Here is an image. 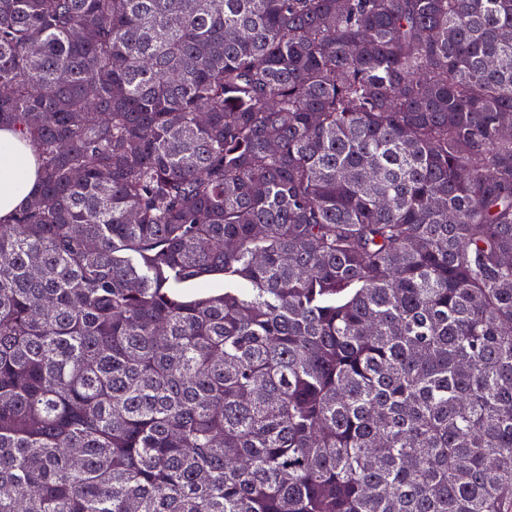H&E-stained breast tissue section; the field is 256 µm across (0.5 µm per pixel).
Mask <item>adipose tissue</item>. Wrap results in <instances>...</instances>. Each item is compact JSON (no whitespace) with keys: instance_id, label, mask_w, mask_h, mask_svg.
<instances>
[{"instance_id":"obj_1","label":"adipose tissue","mask_w":512,"mask_h":512,"mask_svg":"<svg viewBox=\"0 0 512 512\" xmlns=\"http://www.w3.org/2000/svg\"><path fill=\"white\" fill-rule=\"evenodd\" d=\"M37 187V163L31 148L11 128L0 129V219L22 212Z\"/></svg>"}]
</instances>
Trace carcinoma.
I'll list each match as a JSON object with an SVG mask.
<instances>
[{
	"mask_svg": "<svg viewBox=\"0 0 512 512\" xmlns=\"http://www.w3.org/2000/svg\"><path fill=\"white\" fill-rule=\"evenodd\" d=\"M0 512H512V0H0ZM0 219L18 216L37 187V163L31 148L12 128L0 129Z\"/></svg>",
	"mask_w": 512,
	"mask_h": 512,
	"instance_id": "carcinoma-1",
	"label": "carcinoma"
}]
</instances>
